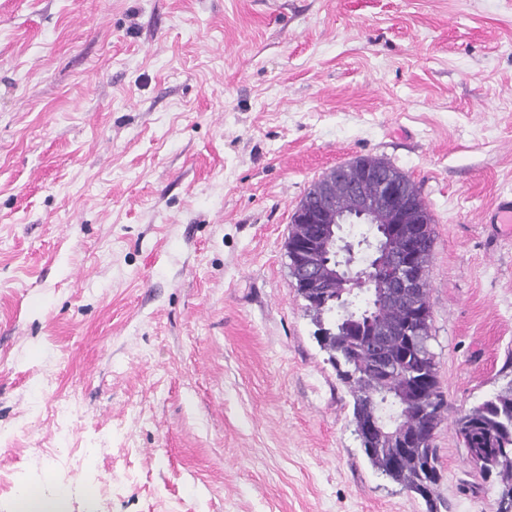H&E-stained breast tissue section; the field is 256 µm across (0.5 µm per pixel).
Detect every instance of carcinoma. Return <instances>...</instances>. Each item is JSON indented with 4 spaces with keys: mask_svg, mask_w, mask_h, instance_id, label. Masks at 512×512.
I'll list each match as a JSON object with an SVG mask.
<instances>
[{
    "mask_svg": "<svg viewBox=\"0 0 512 512\" xmlns=\"http://www.w3.org/2000/svg\"><path fill=\"white\" fill-rule=\"evenodd\" d=\"M313 308L314 336L328 353L338 379L349 389L353 422L358 424L378 415L407 425L412 432V439L401 444L362 440L364 454L383 476L422 498L428 512H438L437 487L442 474L431 438L440 422V412L426 402L402 408L397 401V392H407L418 384L430 386L432 393L441 396L435 354L428 346L431 325H426L412 343L400 333L393 336L387 354L395 356L397 364L382 369L365 345L371 329L367 321L389 319L400 325L410 316L407 307L384 309L377 315L369 305L361 306L360 317L366 321L362 332L347 328V322L338 315L333 290L317 296ZM454 430L456 435L464 436V447L483 458V475L496 474L512 485V381L505 391L460 415Z\"/></svg>",
    "mask_w": 512,
    "mask_h": 512,
    "instance_id": "cac0c4a2",
    "label": "carcinoma"
}]
</instances>
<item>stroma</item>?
Segmentation results:
<instances>
[{
  "label": "stroma",
  "instance_id": "1",
  "mask_svg": "<svg viewBox=\"0 0 512 512\" xmlns=\"http://www.w3.org/2000/svg\"><path fill=\"white\" fill-rule=\"evenodd\" d=\"M361 156L433 218L439 512H497L454 420L512 381V0H0V512H427L285 253ZM489 223L496 224L499 235L512 236V196H502L489 215Z\"/></svg>",
  "mask_w": 512,
  "mask_h": 512
}]
</instances>
